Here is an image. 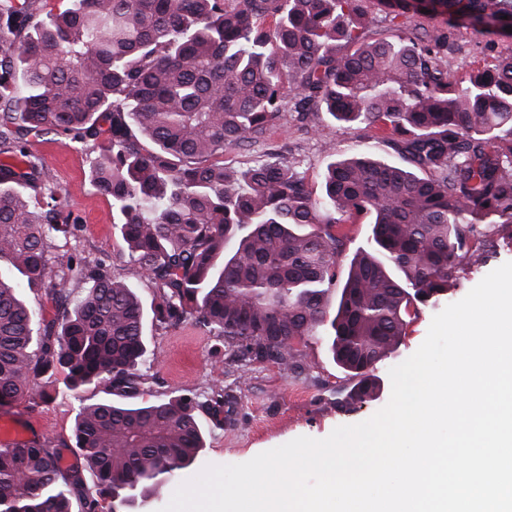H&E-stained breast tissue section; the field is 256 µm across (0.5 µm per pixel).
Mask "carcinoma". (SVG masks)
<instances>
[{"label":"carcinoma","mask_w":512,"mask_h":512,"mask_svg":"<svg viewBox=\"0 0 512 512\" xmlns=\"http://www.w3.org/2000/svg\"><path fill=\"white\" fill-rule=\"evenodd\" d=\"M36 2L0 0V262L44 290L53 315L0 276V406L59 368L74 395L104 378L124 397L149 385L132 286L77 252L48 262L47 238L77 225L54 201L31 210L55 187L32 137L98 145L91 185L157 289L156 327L222 337L242 380L255 364L296 373L298 345L323 331L355 379L349 410L376 397L373 371L421 308L485 265L493 236L512 241V52L458 78L444 32L364 39L378 11L511 41L512 0H66L44 13ZM321 108L374 130L359 156L328 164L323 196L275 153L224 165L225 148L265 139L282 113ZM380 144L409 168L374 158ZM361 214L371 239L340 280V225ZM234 405L221 385L204 402L82 404L68 450L96 489L57 448L1 445L0 512H71L72 499L100 512L105 497L112 512L152 509L203 450L198 413L218 424Z\"/></svg>","instance_id":"carcinoma-1"}]
</instances>
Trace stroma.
<instances>
[{
	"label": "stroma",
	"instance_id": "obj_1",
	"mask_svg": "<svg viewBox=\"0 0 512 512\" xmlns=\"http://www.w3.org/2000/svg\"><path fill=\"white\" fill-rule=\"evenodd\" d=\"M448 44L445 62L449 72L458 77L465 76L476 64L511 49L501 42H488L465 28L451 31ZM367 136L363 126L337 123L325 112L302 118L297 112L289 111L270 139L230 147L224 152V162L244 168L265 159L270 152H279L296 163L317 195L322 191L323 173L329 162L321 148L322 141H330L336 155L346 157L359 152ZM30 150L52 171L57 186L56 200L80 227L77 237L48 240L50 265L59 267L74 251L90 261L105 260L113 276L132 284L145 307H153L156 290L129 261L112 222L111 200L97 194L91 186L89 168L97 153L94 143H75L65 136L49 135L33 141ZM437 312L434 306L422 309L397 350L378 365L376 399L352 411L340 406L351 382L347 373L334 363L326 337L313 336L300 345L304 365L300 375H284L269 364L254 365L246 380L233 387L237 408L232 421L217 425L208 415H201L205 438L201 465L244 463L295 438L323 439L338 426L370 418L390 399V368L419 348ZM146 334L152 355L142 371L152 385L140 394V401L163 399L175 391L191 392L200 398L210 393L224 371L221 338L189 324L163 330L150 324ZM64 381L61 372L48 380H36L35 389L49 391V398L37 402L22 400L1 408L0 422L21 430L23 439L28 441L37 440L55 448L70 442L79 404L110 399L111 390L107 384L100 383L85 388L75 397L66 392Z\"/></svg>",
	"mask_w": 512,
	"mask_h": 512
}]
</instances>
